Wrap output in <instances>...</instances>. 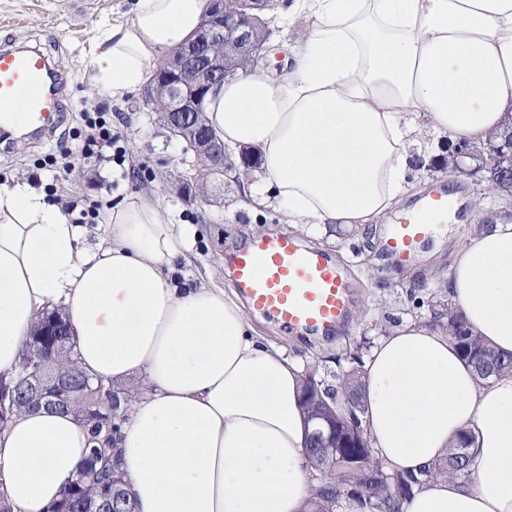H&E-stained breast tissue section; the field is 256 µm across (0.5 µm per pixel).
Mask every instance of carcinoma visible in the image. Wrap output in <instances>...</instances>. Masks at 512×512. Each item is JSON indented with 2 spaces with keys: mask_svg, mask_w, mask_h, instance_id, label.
Instances as JSON below:
<instances>
[{
  "mask_svg": "<svg viewBox=\"0 0 512 512\" xmlns=\"http://www.w3.org/2000/svg\"><path fill=\"white\" fill-rule=\"evenodd\" d=\"M440 318L444 319L442 327L448 330V339L479 379L512 372V354L500 353L483 343L463 328L461 317L453 311L440 314ZM34 342L42 344L46 354L45 379L52 382L62 376L68 380L66 402L78 404V419L88 427L92 443L75 478L47 512H137L131 489L121 475L120 451L112 447L117 420L125 416L124 406H112V392L124 395L127 401L142 391L143 383L129 380L95 384L79 369L76 352L66 346L67 337L38 336L34 329L22 359L38 356L32 348ZM337 379L333 389L317 379L315 371L305 372L302 407L306 416L313 420L327 416L336 424L331 436L308 442L309 461L320 486L314 489L307 512H347L352 501L366 512H401L402 503L418 487L440 477L462 482L474 478V457L464 437L448 449L443 459L418 475L388 472L370 447H345L347 435L366 436L364 384L354 371ZM0 401L7 407V413L0 415V432L9 426L15 412L33 407L15 372L0 374Z\"/></svg>",
  "mask_w": 512,
  "mask_h": 512,
  "instance_id": "carcinoma-1",
  "label": "carcinoma"
}]
</instances>
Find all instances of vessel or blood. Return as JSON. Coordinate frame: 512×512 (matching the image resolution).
Returning a JSON list of instances; mask_svg holds the SVG:
<instances>
[{
	"mask_svg": "<svg viewBox=\"0 0 512 512\" xmlns=\"http://www.w3.org/2000/svg\"><path fill=\"white\" fill-rule=\"evenodd\" d=\"M63 109L56 72L40 53L0 50V127L46 126ZM455 202L434 190L394 224L389 251L409 260L431 225L444 224ZM239 294L282 331L329 334L345 323L351 300L341 269L322 250L292 237L269 234L253 239L232 261Z\"/></svg>",
	"mask_w": 512,
	"mask_h": 512,
	"instance_id": "1",
	"label": "vessel or blood"
}]
</instances>
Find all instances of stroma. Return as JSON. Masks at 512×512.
Here are the masks:
<instances>
[{
  "instance_id": "stroma-1",
  "label": "stroma",
  "mask_w": 512,
  "mask_h": 512,
  "mask_svg": "<svg viewBox=\"0 0 512 512\" xmlns=\"http://www.w3.org/2000/svg\"><path fill=\"white\" fill-rule=\"evenodd\" d=\"M133 0H0V42L40 47L54 58L68 76L69 110L63 127L52 141L0 140V180L31 177L36 162L49 153L72 146L71 135L81 129L83 100L89 91V59L104 21L123 20ZM112 127L124 133L127 143L120 161L97 165L86 160L82 168L60 184L62 194L87 196L116 202L133 195L157 198L176 218L197 230L191 262L184 272L189 281L214 282L232 287L227 267L215 264L243 245L251 236L278 232L329 252L347 273L353 292L352 320L347 328L327 338H302L277 331L261 315L253 324L267 343L282 349L289 359L304 367L318 363V377L335 384L337 374L348 369V362H333V355L347 347L358 348L368 357L376 341L386 331L408 320L433 322L437 304L447 302L441 283L446 278L457 251L467 242L481 215L499 208L492 195H478L475 179L458 177L448 170L422 171L414 175L388 222L379 225L374 241L324 225L291 227L282 224L277 211L250 208L239 186L225 182L223 191L214 193L210 206L188 204L173 188L178 170L173 164L181 147L168 140L158 116L144 110L140 96L109 106ZM449 187L458 196L461 218L433 226L423 245L424 252L407 265L397 263L384 253V241L391 223L397 222L406 207L424 191ZM482 197V212L470 202Z\"/></svg>"
}]
</instances>
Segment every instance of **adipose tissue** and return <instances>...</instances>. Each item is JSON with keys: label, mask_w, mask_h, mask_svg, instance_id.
<instances>
[{"label": "adipose tissue", "mask_w": 512, "mask_h": 512, "mask_svg": "<svg viewBox=\"0 0 512 512\" xmlns=\"http://www.w3.org/2000/svg\"><path fill=\"white\" fill-rule=\"evenodd\" d=\"M207 0H136L104 24L90 92L138 91L163 52L193 37ZM309 27L288 77L226 81L207 120L261 157L252 208L283 223L362 231L386 220L412 172L424 116L449 143L512 126V0H291ZM96 244L29 182L0 184V373L31 326L61 309L82 371L144 377L116 435L139 512H303L309 464L301 373L223 287L180 282L192 225L158 200L104 207ZM448 298L467 329L512 353V221L474 230ZM367 437L384 465L419 472L470 437L478 477L415 489L402 512H512V375L476 378L443 329L407 321L365 363ZM88 432L74 412H24L0 432V490L15 512H46L74 479Z\"/></svg>", "instance_id": "ef3b65f1"}]
</instances>
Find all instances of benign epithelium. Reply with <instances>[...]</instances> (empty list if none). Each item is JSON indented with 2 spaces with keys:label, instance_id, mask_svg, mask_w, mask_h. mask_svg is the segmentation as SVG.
I'll use <instances>...</instances> for the list:
<instances>
[{
  "label": "benign epithelium",
  "instance_id": "7a95c632",
  "mask_svg": "<svg viewBox=\"0 0 512 512\" xmlns=\"http://www.w3.org/2000/svg\"><path fill=\"white\" fill-rule=\"evenodd\" d=\"M210 15L188 42L171 51L160 66L154 68L146 87V99L161 105L168 138L181 145L180 163L185 165L175 185L176 191L192 203L209 202L210 180L225 175L231 167L224 141L208 132L204 123L206 98L224 83V45L236 49L237 66L251 70L272 68L275 75L283 65H271L269 36L257 34L262 23L260 0H250L245 9L231 14L224 10V0H211ZM452 169L459 175H481V181L495 191L498 200L506 201L502 211L512 208V131L498 141H491L479 151L462 141L451 155ZM43 365L34 359L27 362L20 378L27 391L38 396L36 408L60 410L65 379L59 377L51 386L41 379Z\"/></svg>",
  "mask_w": 512,
  "mask_h": 512
}]
</instances>
